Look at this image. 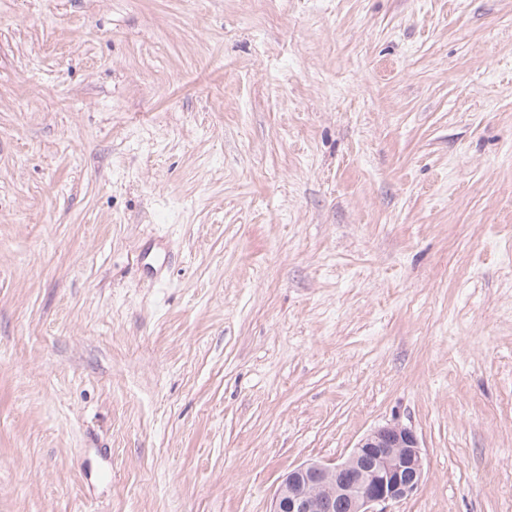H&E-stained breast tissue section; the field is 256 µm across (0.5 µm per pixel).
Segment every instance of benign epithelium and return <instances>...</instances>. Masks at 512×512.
<instances>
[{"instance_id": "7a95c632", "label": "benign epithelium", "mask_w": 512, "mask_h": 512, "mask_svg": "<svg viewBox=\"0 0 512 512\" xmlns=\"http://www.w3.org/2000/svg\"><path fill=\"white\" fill-rule=\"evenodd\" d=\"M423 479L416 433L389 424L366 435L340 463L310 462L289 471L272 512H391Z\"/></svg>"}]
</instances>
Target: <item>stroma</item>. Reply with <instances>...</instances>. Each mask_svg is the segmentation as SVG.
<instances>
[{
    "mask_svg": "<svg viewBox=\"0 0 512 512\" xmlns=\"http://www.w3.org/2000/svg\"><path fill=\"white\" fill-rule=\"evenodd\" d=\"M416 433L512 512V0H0V512H270Z\"/></svg>",
    "mask_w": 512,
    "mask_h": 512,
    "instance_id": "stroma-1",
    "label": "stroma"
}]
</instances>
